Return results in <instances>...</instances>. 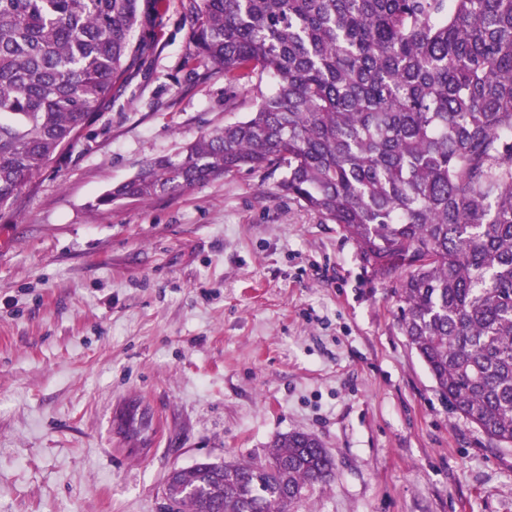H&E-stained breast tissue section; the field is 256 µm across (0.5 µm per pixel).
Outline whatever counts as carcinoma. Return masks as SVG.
I'll return each mask as SVG.
<instances>
[{
    "label": "carcinoma",
    "instance_id": "carcinoma-1",
    "mask_svg": "<svg viewBox=\"0 0 512 512\" xmlns=\"http://www.w3.org/2000/svg\"><path fill=\"white\" fill-rule=\"evenodd\" d=\"M185 63L252 112L151 159L93 207L240 171L343 225L396 280L398 324L451 408L512 445V0H180ZM163 0H0V206L158 43ZM267 78L276 86L264 88ZM336 476L314 436L178 469L177 512H293Z\"/></svg>",
    "mask_w": 512,
    "mask_h": 512
}]
</instances>
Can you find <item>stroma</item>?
<instances>
[{
    "mask_svg": "<svg viewBox=\"0 0 512 512\" xmlns=\"http://www.w3.org/2000/svg\"><path fill=\"white\" fill-rule=\"evenodd\" d=\"M159 45L75 145L0 208V512H165L168 473L318 437L336 478L296 512H512V447L436 391L394 284L280 172L94 209L254 93Z\"/></svg>",
    "mask_w": 512,
    "mask_h": 512,
    "instance_id": "stroma-1",
    "label": "stroma"
}]
</instances>
